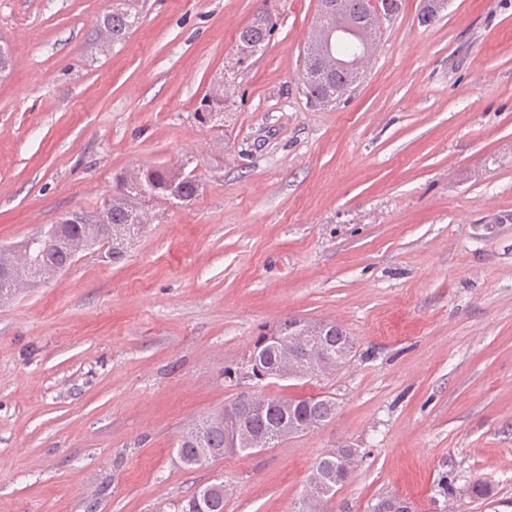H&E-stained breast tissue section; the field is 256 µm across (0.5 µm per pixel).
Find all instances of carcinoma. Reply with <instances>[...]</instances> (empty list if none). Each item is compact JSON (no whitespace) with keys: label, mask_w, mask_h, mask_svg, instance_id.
Returning <instances> with one entry per match:
<instances>
[{"label":"carcinoma","mask_w":512,"mask_h":512,"mask_svg":"<svg viewBox=\"0 0 512 512\" xmlns=\"http://www.w3.org/2000/svg\"><path fill=\"white\" fill-rule=\"evenodd\" d=\"M330 0H320L317 22L312 30L305 57L304 93L311 103L329 106L347 95L359 80V73L336 64V56L343 47L327 49L325 34L336 25L339 17L365 21L366 31L374 36L370 46L380 36L381 25L370 22L375 16L372 0H343L342 15L328 7ZM142 15V0H112V8L98 24V36L105 49L126 39L138 25ZM275 23L267 13H261L238 33V61L246 63L261 46L270 41ZM159 192L169 187L179 189L191 200L197 196L199 181L196 176L182 169L149 168L144 178L122 180L115 183L114 197L109 206L101 205L100 211L75 210L80 223L69 224L70 213L62 214L48 228L54 234L43 243V265L33 268L25 253L15 249L11 255L0 253V302H10L24 290L56 274V269L69 267L75 256L69 242L83 238L96 244L110 243L107 253L115 261L123 256L128 243L143 228L141 210L148 188ZM276 335L304 336L310 346L308 357L325 353L333 358L352 359L356 352L355 339L334 323H310L287 319L273 327ZM264 331L253 342L245 364L249 376L262 381L280 372L281 354L278 345L267 340ZM252 393L245 392L223 407L195 421L186 434L177 440L176 453L184 468L192 470L209 460H219L226 455H251L260 452L250 441L269 440L271 445L281 442L278 435L285 426L306 427L310 424L324 426L336 417L337 404L329 395H314L288 399L273 395L260 397L261 406L251 407ZM234 413V423L227 425L224 412ZM351 447L327 450L315 463L308 478L314 500L305 509L296 512H313L314 507L327 508L353 471L355 458ZM227 496L224 482L203 485L187 498L173 505L174 512H224ZM371 512H415L414 504L406 497L387 495L371 505Z\"/></svg>","instance_id":"1"}]
</instances>
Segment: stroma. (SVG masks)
Wrapping results in <instances>:
<instances>
[{
    "instance_id": "stroma-1",
    "label": "stroma",
    "mask_w": 512,
    "mask_h": 512,
    "mask_svg": "<svg viewBox=\"0 0 512 512\" xmlns=\"http://www.w3.org/2000/svg\"><path fill=\"white\" fill-rule=\"evenodd\" d=\"M112 0H0V245L98 206L115 174L185 168L124 258L80 254L0 304V512H290L317 459L359 448L333 512H512V0H403L348 98L312 105L319 0H147L100 51ZM269 13L245 64L236 39ZM221 122L198 117L219 83ZM333 321L338 372L240 382L263 326ZM329 395L326 426L187 470L181 430L239 394ZM477 482L492 489L473 499ZM275 26L268 13H261L239 31L237 50L240 64L246 63L253 53L270 41ZM227 496L223 481L206 484L197 488L187 498L178 501L174 512H224ZM371 512H415L414 504L406 497L387 495L377 499L371 505Z\"/></svg>"
}]
</instances>
